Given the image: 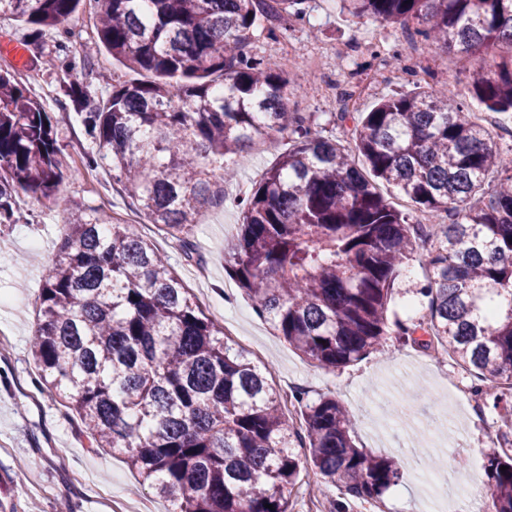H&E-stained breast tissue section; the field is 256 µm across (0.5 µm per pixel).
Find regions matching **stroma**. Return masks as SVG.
<instances>
[{"label":"stroma","mask_w":512,"mask_h":512,"mask_svg":"<svg viewBox=\"0 0 512 512\" xmlns=\"http://www.w3.org/2000/svg\"><path fill=\"white\" fill-rule=\"evenodd\" d=\"M371 44L394 46L406 55L414 41L400 25H380L350 14L343 0H309L304 22L289 25L278 38L255 39L250 50L283 68L295 111L310 115L324 135L345 141L351 138L349 130L326 123L329 107L317 91L319 85L338 82L356 92L360 111L416 81L428 91L452 86L466 94L472 62L430 45L411 70L402 72L371 58ZM18 75L45 102L70 167L50 206L22 198L20 212L34 214L33 223L21 221L0 231V252L7 257L0 264V331L8 339L0 351V512H123L128 504L141 506L143 512L170 508L139 484L122 456L92 446L78 419L40 384L30 354L45 274L56 256L65 218L82 206L98 208L121 222L136 217L142 234L190 288L195 301L225 336L269 369L276 388L293 383L309 399H340L352 416L357 446L397 459V482L365 512H413L424 504L428 512H474V504L489 493L483 436L495 428L502 411L488 403L476 414L469 405L455 402L456 393L476 384L469 371L442 352L392 340L362 361L323 370L274 334L224 269V252L242 219L235 197L248 191L287 150V138H270L249 150L235 179L224 186L223 204L205 208L200 215L194 234L196 256L190 260L177 241L137 216L127 191L108 171L85 173L82 158L91 140L79 116L54 103L61 80L107 90L127 79L123 64L103 53L93 67L66 73L31 56ZM427 274L420 258L408 261L391 304L399 315L425 314L426 302L416 290ZM462 476L470 480L472 498L458 502L452 490ZM300 479L291 495L293 512H328L338 487L323 483L312 469L303 470Z\"/></svg>","instance_id":"35a3bbf8"}]
</instances>
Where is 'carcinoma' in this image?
<instances>
[{
  "label": "carcinoma",
  "mask_w": 512,
  "mask_h": 512,
  "mask_svg": "<svg viewBox=\"0 0 512 512\" xmlns=\"http://www.w3.org/2000/svg\"><path fill=\"white\" fill-rule=\"evenodd\" d=\"M307 0H0V16L31 27L62 71L102 50L134 74L107 98L78 82L56 101L83 116L93 139L86 169H107L132 204L189 255L201 210L262 139L288 149L239 199L242 224L224 252L235 279L275 334L318 367L358 362L391 336L440 348L472 372L480 395L512 390V154L500 153L465 101L415 86L353 122L361 168L342 140L291 107L289 80L250 52L303 19ZM93 6L95 41L74 47L69 22ZM380 24L482 62L471 97L512 112V0H348ZM67 163L44 102L0 69V226L19 221L20 195L46 206ZM505 171L498 183L489 176ZM385 183L432 218L417 228L377 191ZM419 255L428 268L417 323L389 321L394 286ZM36 309L31 352L43 384L95 447L124 455L173 512H291L311 467L339 484L331 512L375 501L399 478L397 461L354 442L351 415L330 396L296 397L300 425L261 369L194 301L135 224L94 207L64 225ZM427 336L415 338L417 331ZM505 448L487 453L490 512H512V419ZM298 448L308 453L300 455ZM507 470L502 471L500 467ZM273 505V509L266 505Z\"/></svg>",
  "instance_id": "carcinoma-1"
}]
</instances>
